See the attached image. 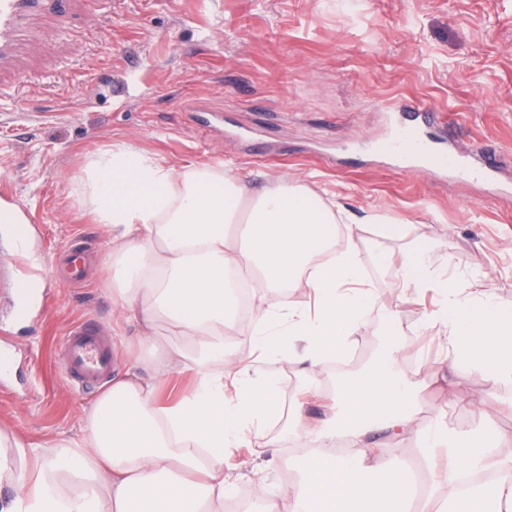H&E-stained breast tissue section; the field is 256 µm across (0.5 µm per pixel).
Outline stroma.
Instances as JSON below:
<instances>
[{
	"label": "stroma",
	"mask_w": 512,
	"mask_h": 512,
	"mask_svg": "<svg viewBox=\"0 0 512 512\" xmlns=\"http://www.w3.org/2000/svg\"><path fill=\"white\" fill-rule=\"evenodd\" d=\"M19 89L0 97V195L31 219L39 276L29 317L0 288V431L52 450L84 435L96 394L64 379L59 344L90 320L130 330L105 288L112 236L77 218L81 153L127 141L181 167L220 161L258 187L295 176L349 214L393 218L400 234L359 228L363 273L379 306L352 337L359 356L329 362L323 391L367 365L384 332L421 372V424L480 430L475 398L498 404L512 430V383L477 368L449 371L443 338L420 329L434 292H404L401 261L428 249L462 289L512 305V0H78L69 32L43 26L16 65ZM439 113L423 134L475 162L490 181L461 178L380 150L410 109ZM278 408L266 433L281 443L276 475H298L288 434L298 367H277Z\"/></svg>",
	"instance_id": "obj_1"
}]
</instances>
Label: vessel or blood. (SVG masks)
Masks as SVG:
<instances>
[{
  "instance_id": "b4317fda",
  "label": "vessel or blood",
  "mask_w": 512,
  "mask_h": 512,
  "mask_svg": "<svg viewBox=\"0 0 512 512\" xmlns=\"http://www.w3.org/2000/svg\"><path fill=\"white\" fill-rule=\"evenodd\" d=\"M72 0H0V78L16 68L18 44L30 22L48 19L57 29L69 26ZM393 155L434 154L443 169L469 174L464 161L449 153H433L431 145L414 127H399L386 144ZM60 359L65 379L77 393L95 392L112 375L116 357L112 342L95 325L84 320L72 324L61 343Z\"/></svg>"
}]
</instances>
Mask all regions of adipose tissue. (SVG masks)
<instances>
[{
	"label": "adipose tissue",
	"instance_id": "1",
	"mask_svg": "<svg viewBox=\"0 0 512 512\" xmlns=\"http://www.w3.org/2000/svg\"><path fill=\"white\" fill-rule=\"evenodd\" d=\"M78 191L86 223L112 233L108 291L138 329V354L90 408L83 439L61 440L49 454L0 434V489L9 491L0 512H224L236 489L225 449L280 452L262 426L283 362L304 375L289 412L302 471L288 485L255 483L262 512H512V432L420 427V383L394 342L341 383L328 417L311 421L326 360L375 308L354 239L359 217L339 224L332 206L292 178L252 190L223 163L174 168L125 142L86 152ZM401 272L406 292L440 294L422 326L445 334L450 367L512 381V307L441 278L423 249ZM243 273L253 279L256 363L224 351L238 319L232 278ZM295 288L307 289L308 303L289 302ZM163 323L172 339L159 337ZM186 372L193 388L160 399L159 383ZM380 432L421 437L431 476L424 493L401 468L372 466Z\"/></svg>",
	"mask_w": 512,
	"mask_h": 512
}]
</instances>
